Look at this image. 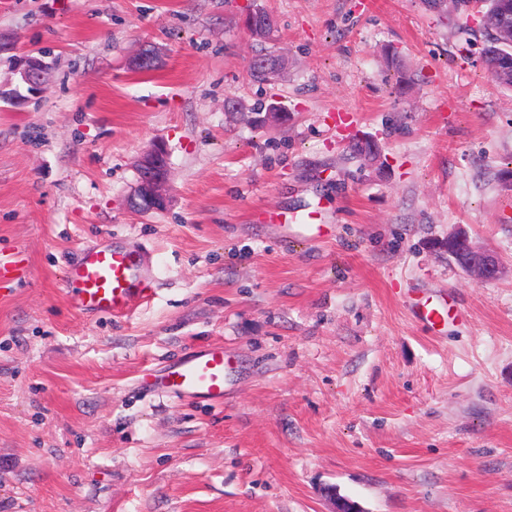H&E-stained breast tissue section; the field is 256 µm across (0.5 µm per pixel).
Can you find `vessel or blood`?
Here are the masks:
<instances>
[{"label":"vessel or blood","mask_w":512,"mask_h":512,"mask_svg":"<svg viewBox=\"0 0 512 512\" xmlns=\"http://www.w3.org/2000/svg\"><path fill=\"white\" fill-rule=\"evenodd\" d=\"M152 283L147 258L111 242L84 249L66 275V284L74 289L80 311L112 317L129 314L147 301ZM410 310L438 333L458 316L444 293L414 299ZM234 369L223 346L208 345L161 369L146 371L141 380L159 393L202 398L219 406L224 402Z\"/></svg>","instance_id":"1"}]
</instances>
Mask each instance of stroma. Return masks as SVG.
I'll return each mask as SVG.
<instances>
[{
    "mask_svg": "<svg viewBox=\"0 0 512 512\" xmlns=\"http://www.w3.org/2000/svg\"><path fill=\"white\" fill-rule=\"evenodd\" d=\"M256 9L288 61L270 83ZM482 42L474 9L423 0H0V512H327L330 486L364 512H512V277L435 247L463 224L512 267V92ZM26 55L50 65L34 93ZM270 103L287 123L242 120ZM157 144L171 202L137 214ZM110 235L153 269L122 318L65 283ZM439 292L460 315L437 334L408 301ZM210 343L237 364L223 406L139 387ZM253 13L252 15L249 14L246 18L245 26L260 42V48L250 61L251 76L258 82H268L280 75L284 68V63L278 55L274 54L263 45L274 27V20L263 10L254 11ZM251 19L254 20L253 23H251ZM254 59L259 60L261 64L257 65L256 62L253 61ZM262 63H265L266 66ZM264 67L266 72L262 73Z\"/></svg>",
    "mask_w": 512,
    "mask_h": 512,
    "instance_id": "35a3bbf8",
    "label": "stroma"
}]
</instances>
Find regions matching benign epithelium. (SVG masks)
Segmentation results:
<instances>
[{
  "label": "benign epithelium",
  "mask_w": 512,
  "mask_h": 512,
  "mask_svg": "<svg viewBox=\"0 0 512 512\" xmlns=\"http://www.w3.org/2000/svg\"><path fill=\"white\" fill-rule=\"evenodd\" d=\"M47 69L43 60L28 57L18 73L21 81L35 91L43 83ZM137 171L138 181L129 195V208L139 214L165 210L169 198L165 189L168 169L164 147L158 144L143 154L137 162ZM436 246L446 251L458 268L477 284L498 280L504 275V268L498 259L476 246L461 225L455 226L448 237L437 242Z\"/></svg>",
  "instance_id": "benign-epithelium-1"
}]
</instances>
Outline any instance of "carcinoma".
I'll return each instance as SVG.
<instances>
[{
    "instance_id": "obj_1",
    "label": "carcinoma",
    "mask_w": 512,
    "mask_h": 512,
    "mask_svg": "<svg viewBox=\"0 0 512 512\" xmlns=\"http://www.w3.org/2000/svg\"><path fill=\"white\" fill-rule=\"evenodd\" d=\"M481 13L487 19L483 27L485 39L482 59L488 76L506 89H512V68L503 63V53L512 51V0H479ZM245 26L262 46L250 62L251 76L258 82H268L278 77L284 63L263 43L269 37L274 20L263 10L248 16Z\"/></svg>"
}]
</instances>
